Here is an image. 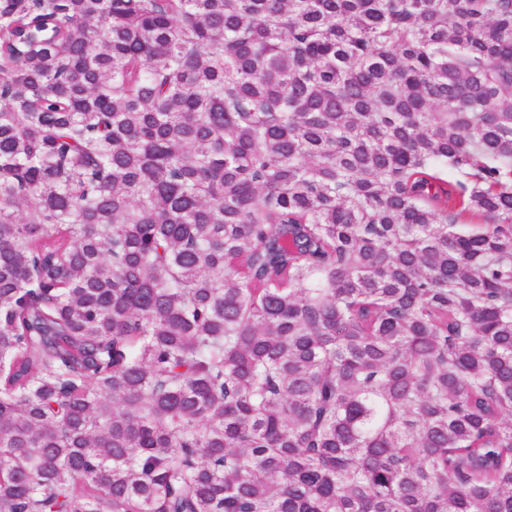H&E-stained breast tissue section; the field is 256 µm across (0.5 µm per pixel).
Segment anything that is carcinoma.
<instances>
[{
    "label": "carcinoma",
    "instance_id": "1",
    "mask_svg": "<svg viewBox=\"0 0 512 512\" xmlns=\"http://www.w3.org/2000/svg\"><path fill=\"white\" fill-rule=\"evenodd\" d=\"M0 364V512H512V0H0Z\"/></svg>",
    "mask_w": 512,
    "mask_h": 512
}]
</instances>
